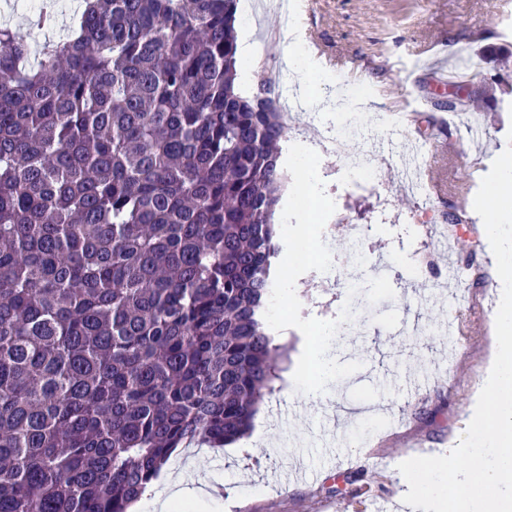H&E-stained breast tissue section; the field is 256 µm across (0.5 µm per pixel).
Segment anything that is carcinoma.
<instances>
[{"instance_id":"obj_1","label":"carcinoma","mask_w":512,"mask_h":512,"mask_svg":"<svg viewBox=\"0 0 512 512\" xmlns=\"http://www.w3.org/2000/svg\"><path fill=\"white\" fill-rule=\"evenodd\" d=\"M82 2L34 64L0 25V512H130L249 431L280 356L288 124L234 92L238 0Z\"/></svg>"}]
</instances>
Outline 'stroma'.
<instances>
[{"label":"stroma","mask_w":512,"mask_h":512,"mask_svg":"<svg viewBox=\"0 0 512 512\" xmlns=\"http://www.w3.org/2000/svg\"><path fill=\"white\" fill-rule=\"evenodd\" d=\"M297 7L303 35L315 36L328 54L346 58L339 71L315 63L311 101H331L337 85L358 84L377 97L378 114L394 116L402 99L428 96L476 100V108L440 124L422 112L419 163L424 174L469 176L471 190L507 147L512 130V67L495 64L512 54V0H312ZM258 77L285 74V35L278 11L253 10ZM446 61L463 57L492 77L461 89L437 87L423 65L422 48ZM453 140V164L438 156ZM405 132L392 133L367 117L346 136L343 151L324 149L319 173L336 209L322 239L330 271H309L295 285L301 317L337 318L345 301L355 317L341 326L335 355L361 367L320 396L297 392L286 375L298 362L304 337L292 331L284 344L275 390L260 405L268 423L266 445L193 448L195 480L213 495L210 512H399L408 490L398 470L404 460L446 454L465 433L493 358L498 285L494 255L472 200L407 192L400 173ZM378 157L369 186L350 184L345 157ZM467 222L475 252L462 245L441 252L446 213ZM364 291L349 296L347 274ZM340 494H331V487Z\"/></svg>","instance_id":"35a3bbf8"}]
</instances>
